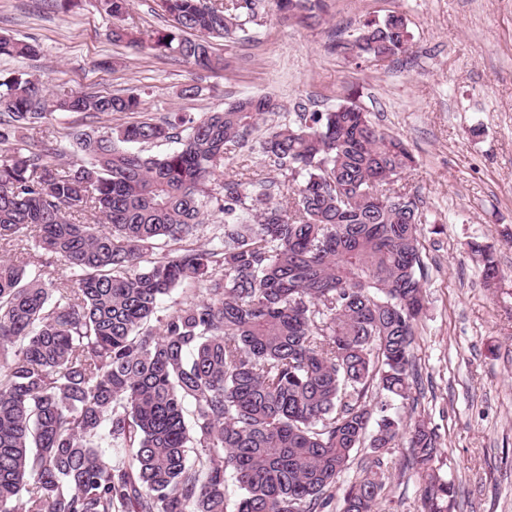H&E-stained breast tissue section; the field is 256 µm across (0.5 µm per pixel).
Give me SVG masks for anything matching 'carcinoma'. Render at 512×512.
Instances as JSON below:
<instances>
[{"label":"carcinoma","mask_w":512,"mask_h":512,"mask_svg":"<svg viewBox=\"0 0 512 512\" xmlns=\"http://www.w3.org/2000/svg\"><path fill=\"white\" fill-rule=\"evenodd\" d=\"M155 4L169 24L151 49L217 70L213 42L250 39L261 0ZM318 4L277 0L294 16ZM99 7L113 41L141 45L130 0ZM410 41L392 12L334 49L397 58ZM40 54L0 34V56ZM140 105L51 98L30 73L0 80V249L35 242L0 259V512H322L360 448L373 460L343 512H378L383 449L404 434L422 512H448L435 430L388 413L409 397L425 303L421 200L399 186L415 164L405 142L354 101L267 126L282 110L271 95L102 134L52 123ZM159 142L175 147L143 149ZM250 142L288 178L279 195L247 164L215 180ZM211 210L224 223L208 227ZM469 249L485 284L502 277L491 246ZM187 280L195 292L159 315ZM374 383L384 400L372 405Z\"/></svg>","instance_id":"carcinoma-1"}]
</instances>
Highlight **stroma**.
I'll return each mask as SVG.
<instances>
[{"instance_id":"1","label":"stroma","mask_w":512,"mask_h":512,"mask_svg":"<svg viewBox=\"0 0 512 512\" xmlns=\"http://www.w3.org/2000/svg\"><path fill=\"white\" fill-rule=\"evenodd\" d=\"M132 0L143 46L113 44L98 0L65 12L52 0H0V30L36 40L35 60L0 57V76L35 73L52 95L140 94L143 116L223 109L269 94L285 111L356 101L400 135L417 159L408 189L422 201L426 309L412 353L420 373L394 413L439 436L434 467L456 488L451 512H512V0H324L316 18L280 19L266 0L251 41H218L223 70L207 72L150 45L167 20ZM403 14L409 56L358 65L333 50L368 19ZM198 85L196 97H182ZM495 251L503 279L484 285L471 240ZM398 442L383 457L392 477L381 512H418L424 481Z\"/></svg>"}]
</instances>
